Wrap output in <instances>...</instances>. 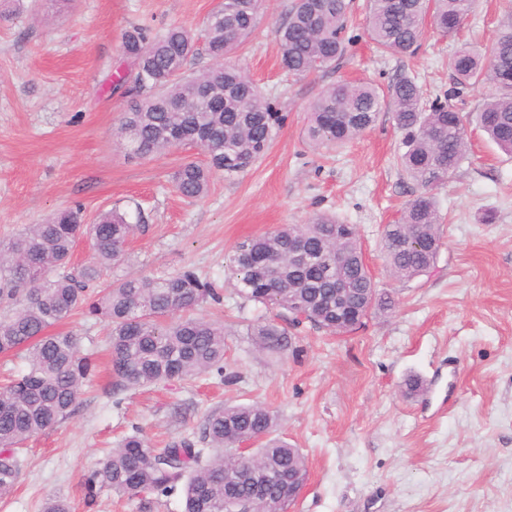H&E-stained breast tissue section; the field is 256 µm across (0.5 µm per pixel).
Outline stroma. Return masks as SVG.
I'll return each instance as SVG.
<instances>
[{
  "instance_id": "obj_1",
  "label": "stroma",
  "mask_w": 512,
  "mask_h": 512,
  "mask_svg": "<svg viewBox=\"0 0 512 512\" xmlns=\"http://www.w3.org/2000/svg\"><path fill=\"white\" fill-rule=\"evenodd\" d=\"M218 3L22 0L18 12L0 10V243L75 205L90 218L115 206L140 211L112 278L193 269L223 293L199 317L226 331L223 377L119 390L107 324L73 315L64 328L95 352L96 376L67 419L24 443L19 481L0 512H41L52 493L72 512H142L140 498L110 493L86 508L82 474L133 429L160 448L197 439L214 409L256 403L278 413L283 437L307 459L306 485L287 512H512V156L469 128L467 161L435 192L445 217L437 260L400 282L386 268L381 234L418 188L397 165L402 134L391 113L336 149L313 150L304 135L309 102L342 79L385 87L410 74L429 101L451 90L457 44H488L512 0H478L458 36L426 29L417 53L403 58L375 50L367 0H351L345 58L301 79L281 70L275 37L292 0H267L231 61L287 120L263 158L216 177L190 203L173 174L203 152L126 157L113 133L128 99L110 81L129 66L125 29L181 25L199 36ZM318 211L356 226L372 276L394 299L353 333L290 327L288 312L244 300L229 282L240 242ZM487 213L492 223H483ZM268 323L287 328L288 348L255 345L251 326ZM412 375L423 386L416 396L404 392Z\"/></svg>"
}]
</instances>
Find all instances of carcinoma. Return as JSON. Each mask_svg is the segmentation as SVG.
Listing matches in <instances>:
<instances>
[{"mask_svg": "<svg viewBox=\"0 0 512 512\" xmlns=\"http://www.w3.org/2000/svg\"><path fill=\"white\" fill-rule=\"evenodd\" d=\"M477 0H369L368 32L383 53L404 56L420 44L426 26L457 31ZM263 0H222L207 17L204 41L187 29L162 33L133 26L122 42L131 67L117 77L131 99L116 136L130 155L147 157L196 146L202 163L187 162L174 174L184 198H204L214 177L245 172L269 150L286 116L278 112L239 67L224 63L255 28ZM349 0H293L276 27L282 68L304 77L334 69L346 53ZM206 56L214 65L190 72L188 62ZM454 90L424 102L415 77L404 74L383 89L339 81L320 90L308 109L306 129L315 147L344 144L392 113L403 133L397 156L403 175L422 189L401 217L383 231L391 275L412 280L437 259L443 218L434 190L467 158V128L476 122L501 150L512 154V14L492 41L461 44L450 60ZM489 85L476 113L450 103L460 91ZM137 224L117 208L85 222L79 206L34 224L0 246V355L22 354L25 370L0 388V497L18 482L20 445L70 416L96 373L94 353L80 339L53 328L74 312L109 326L108 349L115 386L132 390L205 373L224 376V325L190 312L222 295L194 270L153 278L127 276L102 282L104 272L124 261ZM93 241V261L71 269L77 243ZM304 255L295 260L293 247ZM355 227L318 213L305 224H287L239 243L232 258L238 293L284 309L293 322H309L332 334L354 331L363 318L392 306L363 261ZM350 288L347 306L336 308V279ZM257 344L270 351L288 347V331L260 326ZM277 415L261 405H226L208 414L199 443L190 440L152 448L140 433L84 473L88 507L104 492L166 495L183 489L182 512H271L288 507V474L307 478L304 454L277 437ZM252 439L248 464L267 473L261 484L240 476L236 444Z\"/></svg>", "mask_w": 512, "mask_h": 512, "instance_id": "cac0c4a2", "label": "carcinoma"}]
</instances>
